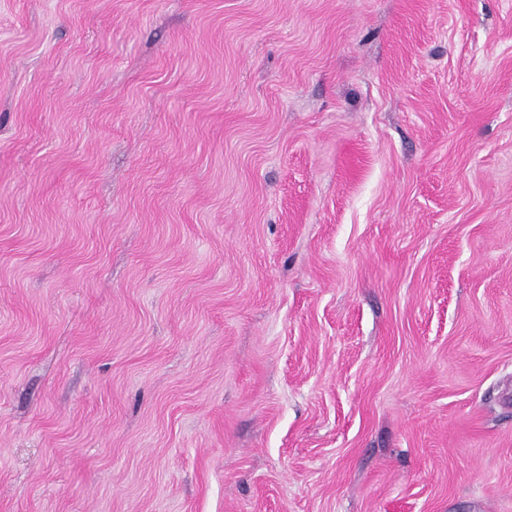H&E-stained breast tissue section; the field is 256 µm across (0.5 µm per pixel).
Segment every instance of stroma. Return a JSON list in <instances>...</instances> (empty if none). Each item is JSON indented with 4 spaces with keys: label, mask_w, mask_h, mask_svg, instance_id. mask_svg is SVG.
I'll return each instance as SVG.
<instances>
[{
    "label": "stroma",
    "mask_w": 512,
    "mask_h": 512,
    "mask_svg": "<svg viewBox=\"0 0 512 512\" xmlns=\"http://www.w3.org/2000/svg\"><path fill=\"white\" fill-rule=\"evenodd\" d=\"M0 512H512V0H0Z\"/></svg>",
    "instance_id": "1"
}]
</instances>
